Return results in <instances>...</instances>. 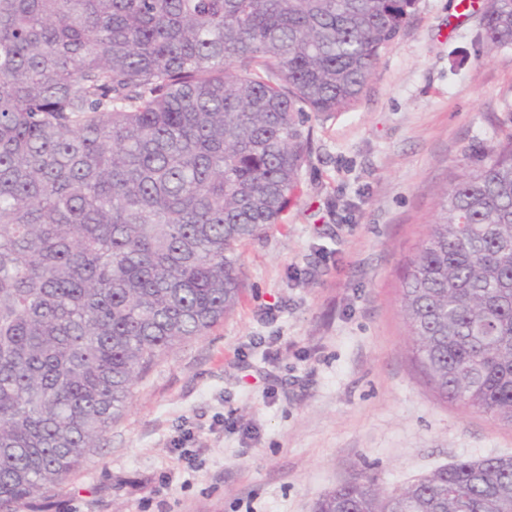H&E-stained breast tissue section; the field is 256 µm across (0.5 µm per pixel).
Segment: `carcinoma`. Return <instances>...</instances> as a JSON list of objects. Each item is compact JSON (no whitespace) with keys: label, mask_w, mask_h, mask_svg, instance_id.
<instances>
[{"label":"carcinoma","mask_w":512,"mask_h":512,"mask_svg":"<svg viewBox=\"0 0 512 512\" xmlns=\"http://www.w3.org/2000/svg\"><path fill=\"white\" fill-rule=\"evenodd\" d=\"M416 0H0V512L101 447L159 358L245 287L309 118L355 108ZM484 39L512 45V0ZM408 347L443 400L512 427V130L451 178L404 266ZM512 456L313 512H508Z\"/></svg>","instance_id":"obj_1"}]
</instances>
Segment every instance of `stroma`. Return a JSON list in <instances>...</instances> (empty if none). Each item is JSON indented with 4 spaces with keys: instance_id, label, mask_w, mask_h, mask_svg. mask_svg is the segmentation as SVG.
<instances>
[{
    "instance_id": "stroma-1",
    "label": "stroma",
    "mask_w": 512,
    "mask_h": 512,
    "mask_svg": "<svg viewBox=\"0 0 512 512\" xmlns=\"http://www.w3.org/2000/svg\"><path fill=\"white\" fill-rule=\"evenodd\" d=\"M459 2L417 0L355 108L312 120L283 222L242 249L235 312L164 354L23 512H311L357 474L389 490L512 455V428L433 393L398 312L440 191L512 129V46L488 50Z\"/></svg>"
}]
</instances>
